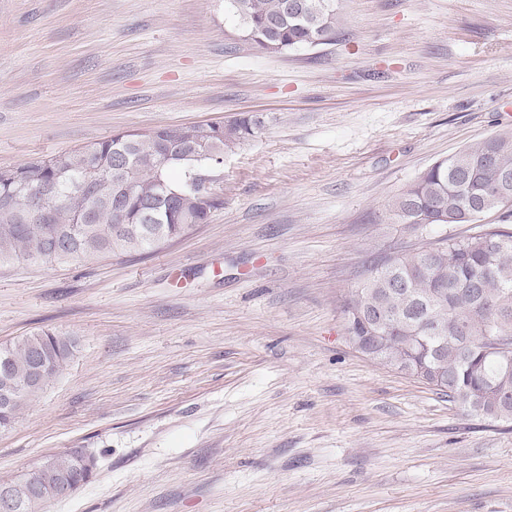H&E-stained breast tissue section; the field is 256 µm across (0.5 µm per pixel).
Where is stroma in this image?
Wrapping results in <instances>:
<instances>
[{"label": "stroma", "mask_w": 512, "mask_h": 512, "mask_svg": "<svg viewBox=\"0 0 512 512\" xmlns=\"http://www.w3.org/2000/svg\"><path fill=\"white\" fill-rule=\"evenodd\" d=\"M346 39L267 54L224 0H0V168L117 131L262 114L209 222L140 254L0 266V344L63 373L6 429L0 482L80 448L41 512H512V424L348 342L369 264L474 224L392 223L438 160L512 132V0H340Z\"/></svg>", "instance_id": "obj_1"}]
</instances>
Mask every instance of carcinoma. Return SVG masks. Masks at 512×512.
Returning <instances> with one entry per match:
<instances>
[{"label": "carcinoma", "mask_w": 512, "mask_h": 512, "mask_svg": "<svg viewBox=\"0 0 512 512\" xmlns=\"http://www.w3.org/2000/svg\"><path fill=\"white\" fill-rule=\"evenodd\" d=\"M241 40L268 53L330 45L346 36L337 0H225ZM264 126L257 113H242L212 126L163 127L155 133L124 131L54 156L0 168V264L40 261L65 264L142 252L182 237L224 205L212 193L224 152ZM484 159L492 142H473L435 162L388 204L390 218L409 224H470L473 205L485 215L504 207L496 195L499 175L512 172V134ZM156 218L146 217V209ZM346 334L355 347L386 328L396 330L376 360L448 395L471 412L512 423V347L492 350L488 336L512 337V225L483 227L370 265L344 307ZM74 339L41 330L0 345V385L31 379L36 358L47 369L42 385L7 409L0 428L11 426L63 371ZM62 478L80 489L95 466L76 475L67 451L53 457Z\"/></svg>", "instance_id": "1"}]
</instances>
